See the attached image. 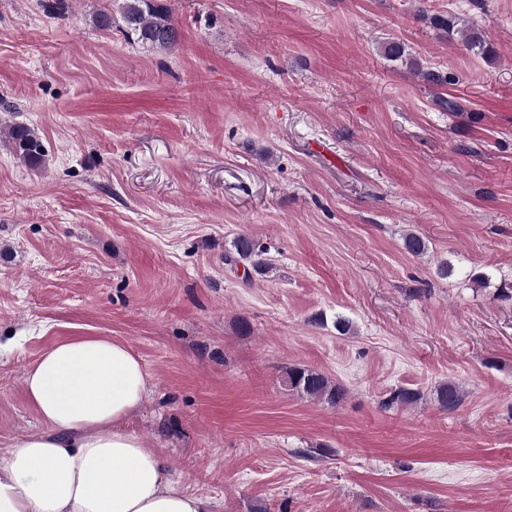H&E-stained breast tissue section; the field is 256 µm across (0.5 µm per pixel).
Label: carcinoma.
Returning <instances> with one entry per match:
<instances>
[{
  "mask_svg": "<svg viewBox=\"0 0 512 512\" xmlns=\"http://www.w3.org/2000/svg\"><path fill=\"white\" fill-rule=\"evenodd\" d=\"M117 12L120 15L121 30L128 39L141 47L153 51L168 52L179 43L180 33L173 20L169 6L162 0H118ZM468 47L479 54L487 55V48L481 33L474 28L466 30L464 36ZM8 147L13 155L31 169L40 167L45 161L43 144L36 131L24 124H14L8 129ZM404 246L408 253L418 256L427 250L425 240L409 231L404 237ZM267 250L246 235L238 236L232 243V251L225 254L224 260L231 266L241 262L259 271L266 266L262 255ZM285 383L289 390L311 400L327 403L331 406L343 400L346 391L325 374L307 367L288 368ZM465 389L453 380L440 383L434 390V399L445 411L458 410L463 402ZM421 393L409 388H397L391 391L384 406L387 408L407 407L417 403Z\"/></svg>",
  "mask_w": 512,
  "mask_h": 512,
  "instance_id": "cac0c4a2",
  "label": "carcinoma"
}]
</instances>
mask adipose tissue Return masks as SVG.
I'll use <instances>...</instances> for the list:
<instances>
[{
    "instance_id": "adipose-tissue-1",
    "label": "adipose tissue",
    "mask_w": 512,
    "mask_h": 512,
    "mask_svg": "<svg viewBox=\"0 0 512 512\" xmlns=\"http://www.w3.org/2000/svg\"><path fill=\"white\" fill-rule=\"evenodd\" d=\"M148 386L124 342L76 336L48 348L24 377L46 430L0 447V512H216L126 428Z\"/></svg>"
}]
</instances>
